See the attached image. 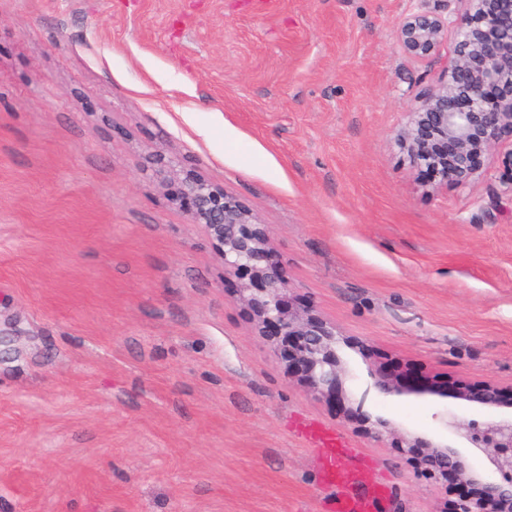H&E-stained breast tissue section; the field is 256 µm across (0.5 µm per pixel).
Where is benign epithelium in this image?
Masks as SVG:
<instances>
[{"label":"benign epithelium","mask_w":512,"mask_h":512,"mask_svg":"<svg viewBox=\"0 0 512 512\" xmlns=\"http://www.w3.org/2000/svg\"><path fill=\"white\" fill-rule=\"evenodd\" d=\"M453 1L462 9L449 10ZM409 2L393 29L405 54L417 60L439 55L450 31L454 48L437 79L410 100L397 140L415 166L435 171L434 186L477 182L483 173L476 158L493 154L504 135L512 136V0ZM180 195L191 205L192 223L203 225L218 243L224 269L244 279L240 299L263 327L272 329L286 361L299 367L313 390L336 393L347 370L336 352L335 327L285 301L288 275L275 260L270 237L257 217L224 188L202 177H184ZM371 387L383 396L422 393L381 369L373 374ZM457 398L490 408L505 405L491 385L478 390L460 387ZM443 423L485 455L500 481H483L445 441L414 436L387 421L380 422L374 436L411 454L423 450L416 462L430 475L444 479L452 472L462 482L481 484L483 496L456 502L454 512H512V418L478 427L451 415Z\"/></svg>","instance_id":"7a95c632"}]
</instances>
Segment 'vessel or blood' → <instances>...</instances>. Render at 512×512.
I'll return each instance as SVG.
<instances>
[{
	"label": "vessel or blood",
	"mask_w": 512,
	"mask_h": 512,
	"mask_svg": "<svg viewBox=\"0 0 512 512\" xmlns=\"http://www.w3.org/2000/svg\"><path fill=\"white\" fill-rule=\"evenodd\" d=\"M314 440L322 452L323 478L336 488L335 512H375L381 493L373 486L354 485L352 474L357 466L343 440L323 430L315 433Z\"/></svg>",
	"instance_id": "b4317fda"
}]
</instances>
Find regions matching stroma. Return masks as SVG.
<instances>
[{
	"mask_svg": "<svg viewBox=\"0 0 512 512\" xmlns=\"http://www.w3.org/2000/svg\"><path fill=\"white\" fill-rule=\"evenodd\" d=\"M407 6L0 0V512H329L313 425L383 512H446L368 421L442 439L499 415L449 383L512 396V142L427 191L396 133L443 61L396 43ZM154 151L266 226L342 390L289 368ZM379 368L421 395H366Z\"/></svg>",
	"mask_w": 512,
	"mask_h": 512,
	"instance_id": "stroma-1",
	"label": "stroma"
}]
</instances>
